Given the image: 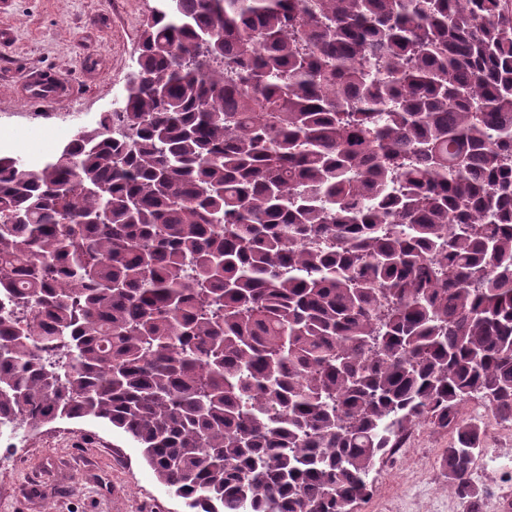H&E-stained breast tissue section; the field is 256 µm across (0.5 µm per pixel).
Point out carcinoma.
Returning <instances> with one entry per match:
<instances>
[{
  "label": "carcinoma",
  "mask_w": 512,
  "mask_h": 512,
  "mask_svg": "<svg viewBox=\"0 0 512 512\" xmlns=\"http://www.w3.org/2000/svg\"><path fill=\"white\" fill-rule=\"evenodd\" d=\"M135 92L0 157V421L97 418L191 512H350L512 421V0H159ZM461 411L485 423V452L493 455L512 454V421H502L495 416L483 400H472L463 404ZM399 455L376 462L371 474V495L354 503L353 512H468L467 503L449 486L442 462L450 434L429 421L416 423ZM421 470L422 478L412 481Z\"/></svg>",
  "instance_id": "carcinoma-1"
}]
</instances>
